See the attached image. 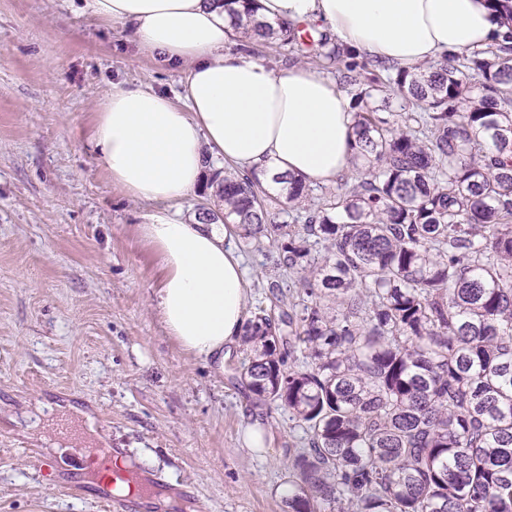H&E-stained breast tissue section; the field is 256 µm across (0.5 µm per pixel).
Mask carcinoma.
I'll use <instances>...</instances> for the list:
<instances>
[{
    "instance_id": "obj_1",
    "label": "carcinoma",
    "mask_w": 512,
    "mask_h": 512,
    "mask_svg": "<svg viewBox=\"0 0 512 512\" xmlns=\"http://www.w3.org/2000/svg\"><path fill=\"white\" fill-rule=\"evenodd\" d=\"M241 3L235 52L301 45ZM317 46L354 87V182L289 224L255 175L211 166L200 212L268 242L289 274L247 321L241 364L307 435L288 512H512V27L385 77L325 34ZM285 184L288 202L309 196Z\"/></svg>"
}]
</instances>
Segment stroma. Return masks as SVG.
Returning <instances> with one entry per match:
<instances>
[{
	"mask_svg": "<svg viewBox=\"0 0 512 512\" xmlns=\"http://www.w3.org/2000/svg\"><path fill=\"white\" fill-rule=\"evenodd\" d=\"M183 73L140 51L83 0H0V512H101L90 486L47 482L35 409L91 422L115 449L206 512H285L287 411L255 395L232 348L223 370L168 336L152 300L165 272L138 227L156 204L112 184L90 141L103 100L139 85L182 102ZM233 244L248 309L267 307L271 252ZM261 421L264 452L245 447Z\"/></svg>",
	"mask_w": 512,
	"mask_h": 512,
	"instance_id": "obj_1",
	"label": "stroma"
}]
</instances>
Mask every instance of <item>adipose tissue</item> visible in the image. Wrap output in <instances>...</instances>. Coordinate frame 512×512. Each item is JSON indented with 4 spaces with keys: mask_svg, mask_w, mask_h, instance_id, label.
Here are the masks:
<instances>
[{
    "mask_svg": "<svg viewBox=\"0 0 512 512\" xmlns=\"http://www.w3.org/2000/svg\"><path fill=\"white\" fill-rule=\"evenodd\" d=\"M140 49L182 69L185 103L132 85L113 90L92 130L111 182L159 204L140 225L165 276L154 305L189 353L223 361L238 342L248 284L231 241L234 224H184L162 204L200 185L206 156L262 181L290 174L332 185L352 168L347 94L309 65L271 69L230 53L237 31L222 0H86ZM257 18L279 26L314 21L380 65L406 70L486 48L504 26L492 0H258Z\"/></svg>",
    "mask_w": 512,
    "mask_h": 512,
    "instance_id": "adipose-tissue-1",
    "label": "adipose tissue"
}]
</instances>
